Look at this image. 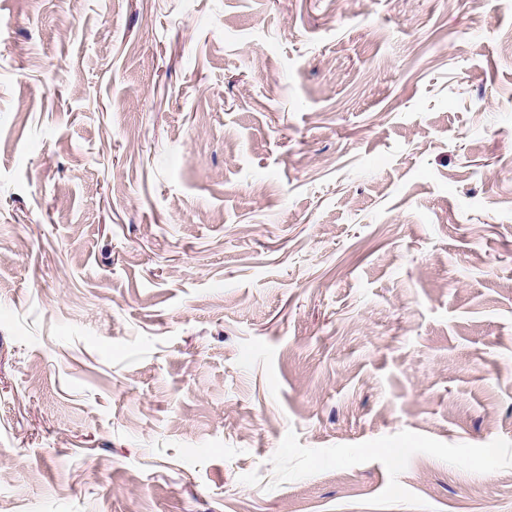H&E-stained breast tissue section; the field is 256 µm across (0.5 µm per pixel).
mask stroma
<instances>
[{"label": "stroma", "instance_id": "35a3bbf8", "mask_svg": "<svg viewBox=\"0 0 512 512\" xmlns=\"http://www.w3.org/2000/svg\"><path fill=\"white\" fill-rule=\"evenodd\" d=\"M0 512H512V0H0Z\"/></svg>", "mask_w": 512, "mask_h": 512}]
</instances>
